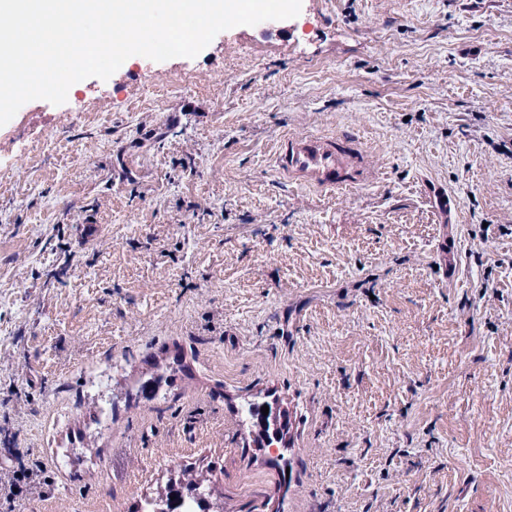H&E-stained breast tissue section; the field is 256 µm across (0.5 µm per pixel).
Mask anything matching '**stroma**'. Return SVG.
<instances>
[{"label":"stroma","mask_w":512,"mask_h":512,"mask_svg":"<svg viewBox=\"0 0 512 512\" xmlns=\"http://www.w3.org/2000/svg\"><path fill=\"white\" fill-rule=\"evenodd\" d=\"M308 133L381 179L290 181ZM19 458L16 512H133L183 468L227 512H512V0H302L0 126V486ZM288 179L320 190H355L380 179L360 138L336 135H291L277 148ZM271 406L270 404H268ZM267 419L271 422V431L266 432ZM251 422L258 430L259 437L257 438L258 447H276L274 443L284 444L287 436L290 434L291 416L288 410L278 407H269L268 415H263L260 408V413L257 414L256 408L252 410ZM274 441L273 444L269 443Z\"/></svg>","instance_id":"35a3bbf8"}]
</instances>
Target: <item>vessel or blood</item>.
<instances>
[{"mask_svg":"<svg viewBox=\"0 0 512 512\" xmlns=\"http://www.w3.org/2000/svg\"><path fill=\"white\" fill-rule=\"evenodd\" d=\"M277 160L289 180L320 190H355L380 178L356 137L291 135L279 143Z\"/></svg>","mask_w":512,"mask_h":512,"instance_id":"1","label":"vessel or blood"}]
</instances>
